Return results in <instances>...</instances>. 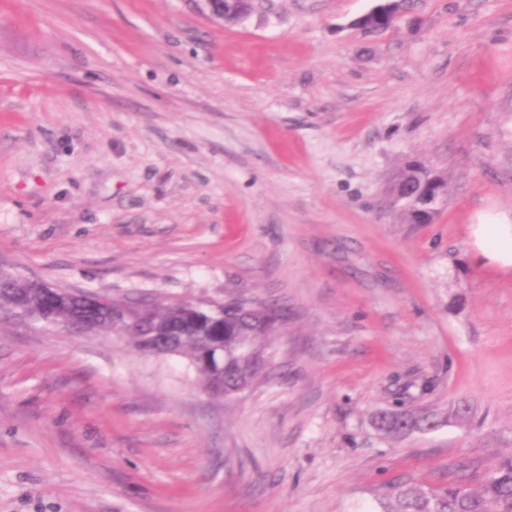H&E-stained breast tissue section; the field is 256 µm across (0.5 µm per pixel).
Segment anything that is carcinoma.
Listing matches in <instances>:
<instances>
[{"instance_id":"obj_1","label":"carcinoma","mask_w":512,"mask_h":512,"mask_svg":"<svg viewBox=\"0 0 512 512\" xmlns=\"http://www.w3.org/2000/svg\"><path fill=\"white\" fill-rule=\"evenodd\" d=\"M399 206L411 224H429L435 213L426 210L424 199L433 194L431 172L421 163L408 165L401 171L392 188ZM23 307L36 322H46L61 313L88 325L95 331L112 325V314L91 304L75 302L61 310L50 288H35L18 274L0 271V313L16 312ZM287 313L256 301L236 297L224 299V317L202 306L188 308L179 301L152 302L133 312L132 330L128 331L136 349L141 339L156 332L181 336L180 355L189 359L200 376L205 391L222 395L243 379L255 383L267 378L266 363L277 335L283 330ZM222 343L233 351L241 344L253 349V358L242 361L235 356L224 363V383L203 365L202 344ZM477 410L467 400L448 406L441 412L432 409L380 410L371 424L385 438L403 439L416 432H431L451 424L474 425ZM369 512H512V456L498 462L490 476L476 490L461 485H430L412 481L389 483L377 496Z\"/></svg>"}]
</instances>
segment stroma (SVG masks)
I'll list each match as a JSON object with an SVG mask.
<instances>
[{"instance_id": "1", "label": "stroma", "mask_w": 512, "mask_h": 512, "mask_svg": "<svg viewBox=\"0 0 512 512\" xmlns=\"http://www.w3.org/2000/svg\"><path fill=\"white\" fill-rule=\"evenodd\" d=\"M0 0V263L156 301L286 308L235 399L185 357L0 320V512H368L389 482L478 484L512 455V0ZM432 223L385 207L410 161ZM465 399L481 429L402 440L385 408ZM210 19L223 24H234L253 10L254 0H195ZM385 4L376 6L373 10L359 18L357 24L363 29L369 30L371 19L380 18L386 27H390L393 23L396 24L400 17L405 13V10L400 6L403 0H385ZM473 226L477 246L499 264L512 266V225L508 218L503 216L496 221L484 218Z\"/></svg>"}]
</instances>
